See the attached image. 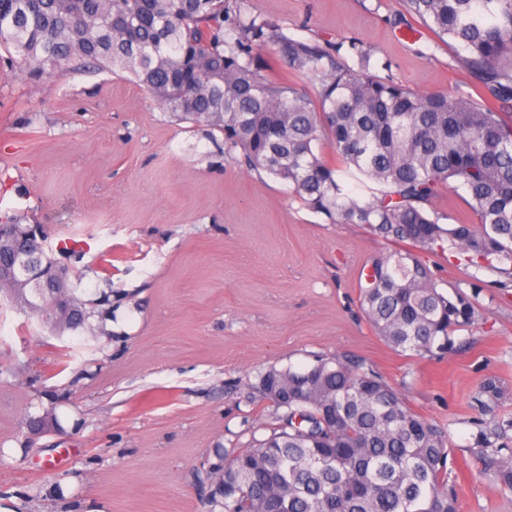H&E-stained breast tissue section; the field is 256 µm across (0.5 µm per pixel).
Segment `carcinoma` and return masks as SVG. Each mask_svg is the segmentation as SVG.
I'll return each instance as SVG.
<instances>
[{
  "label": "carcinoma",
  "mask_w": 512,
  "mask_h": 512,
  "mask_svg": "<svg viewBox=\"0 0 512 512\" xmlns=\"http://www.w3.org/2000/svg\"><path fill=\"white\" fill-rule=\"evenodd\" d=\"M432 42L451 40L476 80L471 90L411 89L368 73L371 50L289 35L247 0H0L8 64L43 77L125 72L177 120L218 132L224 154L287 183L309 210L368 226L407 247L371 260L363 310L395 351L441 357L474 323L475 297L446 291L414 252L445 249L465 266L512 283V0H403ZM273 46L267 61L256 54ZM280 64L285 74L270 75ZM311 83L314 96L295 79ZM328 140L335 160L319 146ZM377 185L362 197L347 180ZM455 182L472 221L446 224L433 208ZM52 248L16 254L54 266ZM63 311L24 272L0 280L21 307L50 310L52 331L108 337L98 303L57 286ZM262 398L281 425L213 470L209 501L224 512H458L448 484V439L354 353L303 371L271 367ZM512 494V454L484 431L472 449Z\"/></svg>",
  "instance_id": "cac0c4a2"
}]
</instances>
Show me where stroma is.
Returning <instances> with one entry per match:
<instances>
[{
	"label": "stroma",
	"mask_w": 512,
	"mask_h": 512,
	"mask_svg": "<svg viewBox=\"0 0 512 512\" xmlns=\"http://www.w3.org/2000/svg\"><path fill=\"white\" fill-rule=\"evenodd\" d=\"M284 32L370 48L369 71L443 92L471 81L446 44L401 38L402 0H248ZM43 225L84 299H112L106 336H56L0 297V512H211L198 471L279 425L256 389L350 351L448 438L459 512H512L473 456L512 448V287L422 252L442 288L475 295L465 345L402 356L360 307L365 262L392 250L331 223L224 143L177 121L127 74L0 79V216ZM58 429L27 446L44 392Z\"/></svg>",
	"instance_id": "obj_1"
}]
</instances>
